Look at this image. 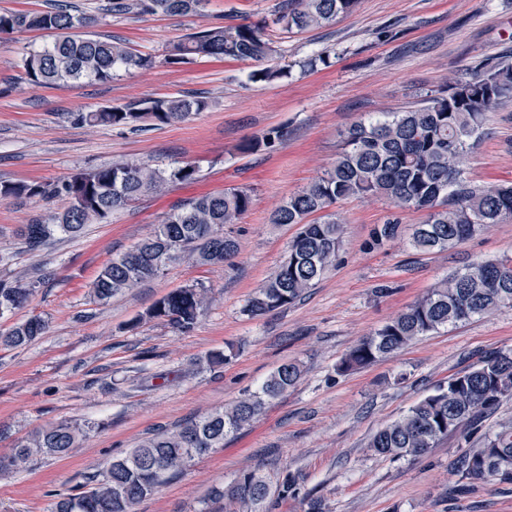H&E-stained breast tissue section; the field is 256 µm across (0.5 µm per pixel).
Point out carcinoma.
I'll return each instance as SVG.
<instances>
[{
	"instance_id": "obj_1",
	"label": "carcinoma",
	"mask_w": 512,
	"mask_h": 512,
	"mask_svg": "<svg viewBox=\"0 0 512 512\" xmlns=\"http://www.w3.org/2000/svg\"><path fill=\"white\" fill-rule=\"evenodd\" d=\"M204 0H109L114 15L187 16ZM357 0H282L274 24L283 33L329 26L350 13ZM93 19L56 7L41 12H0V34L45 31L54 40L22 60L28 84L51 87L94 78L108 81L117 71L144 68L152 59L95 34L78 35ZM276 52L264 28L248 24H213L173 44L168 63L194 58H231L258 64L251 80L274 84L285 76L266 61ZM512 98V63L500 62L448 81V93L425 95L398 112L361 119L346 130L334 163L291 194L271 215L273 224L299 225L288 252L271 277L247 300L251 318L301 300L332 268L342 242L335 204L348 198H380L398 209L426 212L409 242L418 253L452 248L490 224L512 220V184H477L464 176L460 158L485 134V114ZM208 108L206 98L186 95L150 98L95 112H75L73 123L136 128L147 119L157 125L184 122ZM273 128L249 140L244 149L259 151L280 142ZM195 166L153 167L140 161H116L79 171L56 183L0 181V201L62 197L67 206L55 215L22 225L20 237L36 252L57 235L76 237L88 224L106 223L149 193L197 178ZM252 191L230 187L175 206L153 231L113 258L95 277L90 296L99 305L163 274L169 256L175 263L192 257L202 265L222 266L238 253L236 239L224 225L238 224L250 210ZM398 221L375 228L373 243L394 239ZM42 279L23 275L0 282V316L26 307ZM207 290L194 285L160 297L142 316L181 332L191 331L207 304ZM503 307H512V256L472 263L362 337L341 361L348 372L386 358L423 336L455 326ZM47 323L31 316L0 333V348H17L42 336ZM301 376L295 360L280 364L260 387L232 406L189 420L172 430L142 440L106 468L96 483L63 495L55 512H136L144 498L156 494L197 457L224 447V439L251 424L270 401L282 396ZM512 399V350L482 356L468 369L448 378L401 417L374 434L367 448L381 457L420 459L456 433L479 427L505 400ZM82 430L58 423L42 427L19 442L12 454L0 456V473L23 468L35 456L64 457L76 447ZM460 478L486 484H512V422L483 438L478 448H462L452 466ZM267 479L255 470L242 472L230 486L216 488L211 501L223 512H268Z\"/></svg>"
}]
</instances>
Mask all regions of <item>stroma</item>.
Listing matches in <instances>:
<instances>
[{
    "label": "stroma",
    "instance_id": "obj_1",
    "mask_svg": "<svg viewBox=\"0 0 512 512\" xmlns=\"http://www.w3.org/2000/svg\"><path fill=\"white\" fill-rule=\"evenodd\" d=\"M66 2L95 17L94 33L153 64L106 82L34 87L24 79L22 59L52 34L0 35V181L52 182L118 160L190 163L199 174L35 253L19 237L20 225L62 210L65 200L0 201V280L35 270L45 275L26 308L0 317V330L33 315L48 325L27 345L0 348V453L49 424L67 421L85 432L69 455L35 457L0 478V512H52L59 496L77 492L149 433L233 403L287 359L301 365L296 385L137 512H204L212 488L253 469L273 484L293 476L329 512H512L511 484L457 488L451 463L477 438L449 437L417 460L367 449L378 430L450 375L487 353L511 350L512 308L422 337L368 366L338 370L363 336L448 274L512 253V221L455 248L419 254L407 238L425 212L396 213L380 199L342 201L335 207L343 224L335 268L291 306L256 318L243 312L297 231L271 223L272 211L331 166L351 123L396 111L446 90L451 78L512 57V0H358L333 25L295 34L279 33L273 23L279 0H206L193 16L147 18L112 15L108 0ZM213 22L266 24L274 62L287 66V75L265 85L251 81V61L167 63L173 43ZM192 93L206 97L208 109L171 125L90 128L70 118ZM485 125V139L463 159L465 175L482 184L512 183V101L489 113ZM272 128L283 130L282 142L243 151ZM227 187L250 188L253 198L241 223L226 227L239 243L232 262L211 267L187 259L109 305L92 302L90 285L113 257L147 237L175 205ZM394 214L398 238L373 245L374 228ZM189 285L210 297L191 332L155 321L130 328L159 297ZM222 350L231 359L209 366L207 355Z\"/></svg>",
    "mask_w": 512,
    "mask_h": 512
}]
</instances>
